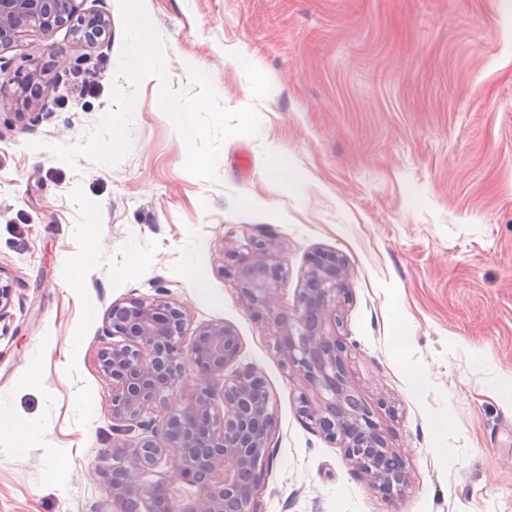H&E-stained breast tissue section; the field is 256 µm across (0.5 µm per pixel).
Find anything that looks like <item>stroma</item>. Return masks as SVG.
I'll use <instances>...</instances> for the list:
<instances>
[{
  "instance_id": "obj_1",
  "label": "stroma",
  "mask_w": 512,
  "mask_h": 512,
  "mask_svg": "<svg viewBox=\"0 0 512 512\" xmlns=\"http://www.w3.org/2000/svg\"><path fill=\"white\" fill-rule=\"evenodd\" d=\"M184 90L205 73L231 109L254 107L255 135L219 146L216 178L184 171L187 144L137 88L132 147L114 166L56 159L37 141L82 142L110 108L123 42L117 0H84L108 34L68 28L0 47V71L34 72L29 109L0 91V401L33 436H0V512H112L117 438L98 364L103 316L131 298L175 299L187 336L235 326L228 374L262 375L278 425L255 512H512V0H145ZM286 159L296 178L266 170ZM98 253L69 288L83 226ZM267 234L292 306L315 248L347 260L336 307L348 380L411 481L386 499L337 441L299 412V381L249 310L226 240ZM208 291L200 297L192 280ZM42 383L25 384L30 362ZM67 460L68 482L50 464Z\"/></svg>"
}]
</instances>
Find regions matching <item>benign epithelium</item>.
<instances>
[{
	"mask_svg": "<svg viewBox=\"0 0 512 512\" xmlns=\"http://www.w3.org/2000/svg\"><path fill=\"white\" fill-rule=\"evenodd\" d=\"M65 26L90 44L107 32L104 16L81 12L77 0H0V47L23 32ZM274 249L272 238L260 236L250 239L245 253L227 241L224 255L235 262L237 287L248 307L274 330L284 363L316 393L314 400L299 396V411L391 497L409 481V471L388 446L374 411L351 387L336 335L346 260L334 250H314L295 304L283 309L277 295L286 271L271 259ZM186 326V313L174 299L132 298L105 312V335L115 341L100 350L98 362L112 381V418L129 431L150 432L134 446L113 443L109 492L116 512H254L277 425L264 379L255 369L226 376L239 353L233 325L201 326L188 344ZM191 374L197 379L191 400L168 405L165 393ZM167 456L193 488L190 495L180 497L167 480L153 478Z\"/></svg>",
	"mask_w": 512,
	"mask_h": 512,
	"instance_id": "7a95c632",
	"label": "benign epithelium"
}]
</instances>
